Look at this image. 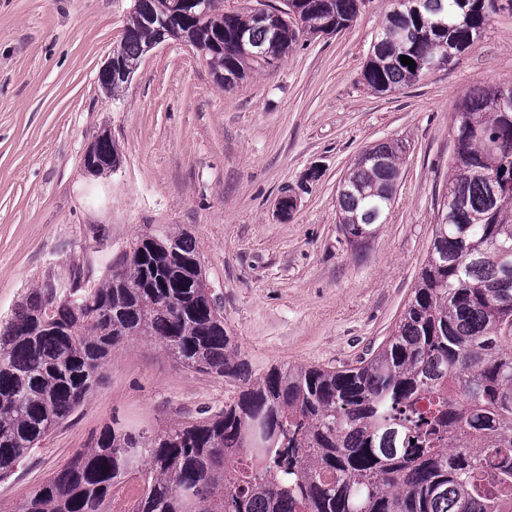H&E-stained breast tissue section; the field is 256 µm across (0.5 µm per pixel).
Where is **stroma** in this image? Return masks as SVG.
I'll return each mask as SVG.
<instances>
[{"instance_id":"35a3bbf8","label":"stroma","mask_w":512,"mask_h":512,"mask_svg":"<svg viewBox=\"0 0 512 512\" xmlns=\"http://www.w3.org/2000/svg\"><path fill=\"white\" fill-rule=\"evenodd\" d=\"M392 0H363L352 25L302 40L236 88L170 41L116 96L98 74L134 0H0V323L45 283L90 285L141 234L197 244L224 327L252 376L277 365L340 368L390 336L412 295L449 175L452 114L478 85L512 84V8L450 64L384 95L362 70ZM120 163L86 175L102 130ZM406 146L385 223L353 245L340 183L366 147ZM296 207H275L284 190ZM237 380L184 368L154 341L112 354L99 387L7 478L10 512L112 418L157 429L217 413Z\"/></svg>"}]
</instances>
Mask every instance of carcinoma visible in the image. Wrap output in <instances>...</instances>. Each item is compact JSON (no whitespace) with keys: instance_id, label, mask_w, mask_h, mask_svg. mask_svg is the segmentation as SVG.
Instances as JSON below:
<instances>
[{"instance_id":"obj_1","label":"carcinoma","mask_w":512,"mask_h":512,"mask_svg":"<svg viewBox=\"0 0 512 512\" xmlns=\"http://www.w3.org/2000/svg\"><path fill=\"white\" fill-rule=\"evenodd\" d=\"M173 0H140L118 51L132 67L154 37L140 15ZM223 0L186 18L215 74L282 59L308 34L354 21L362 0H287L271 34ZM497 11L496 0H395L363 69L378 93L409 87L419 63L448 64ZM403 31V35L395 31ZM268 47L260 62L240 32ZM405 55L415 71L401 63ZM503 85L474 89L453 113L446 194L413 295L386 342L356 367L278 366L242 378L218 299L207 292L186 232L143 234L118 272L91 288H37L0 328V477L11 474L102 380L121 343L157 341L179 363L243 386L224 410L153 431L112 421L10 512H512V109ZM116 151L96 138L95 158ZM399 143L362 151L343 179L339 223L355 244L386 221L400 178ZM511 183L491 196L489 178Z\"/></svg>"}]
</instances>
